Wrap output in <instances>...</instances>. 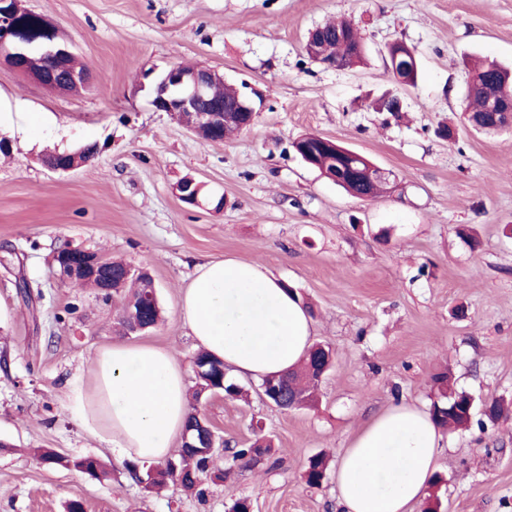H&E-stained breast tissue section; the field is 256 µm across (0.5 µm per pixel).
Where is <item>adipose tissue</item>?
I'll return each instance as SVG.
<instances>
[{
    "label": "adipose tissue",
    "mask_w": 512,
    "mask_h": 512,
    "mask_svg": "<svg viewBox=\"0 0 512 512\" xmlns=\"http://www.w3.org/2000/svg\"><path fill=\"white\" fill-rule=\"evenodd\" d=\"M180 315L197 348L238 376L286 372L313 343L308 310L256 262L198 265ZM64 408L88 436L109 444L114 460L159 464L185 430V372L170 350L115 342L70 382ZM442 439L429 412L408 403L374 416L336 467L340 512H412L436 471Z\"/></svg>",
    "instance_id": "obj_1"
}]
</instances>
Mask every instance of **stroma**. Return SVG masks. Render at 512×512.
I'll return each mask as SVG.
<instances>
[{
    "label": "stroma",
    "mask_w": 512,
    "mask_h": 512,
    "mask_svg": "<svg viewBox=\"0 0 512 512\" xmlns=\"http://www.w3.org/2000/svg\"><path fill=\"white\" fill-rule=\"evenodd\" d=\"M57 27L88 68L85 89H49L0 65V512H339L336 482L309 487V459L336 465L353 434L398 400L430 406L434 374L476 401L512 402V132L466 119L473 59L512 65V0H24ZM346 17L363 64L312 61L309 32ZM411 47L416 86L386 64ZM206 66L256 100L252 126L204 142L152 106L171 65ZM386 95L398 112H381ZM453 138L439 136L441 127ZM313 133L392 174L363 201L305 166L292 142ZM93 144L94 159L59 173L48 151ZM193 178L200 205L176 185ZM63 247L151 274L163 320L129 335L120 306L62 283ZM233 257L263 265L312 313L315 342L334 351L315 406L282 410L240 379L247 396L203 397L200 411L228 452L265 436L258 463L214 466L205 496L168 484L145 490L66 412L71 379L118 341L149 342L191 367L194 341L180 293L197 264ZM439 512H512V415L444 433ZM48 448L58 464L41 463ZM94 456L106 479L71 460Z\"/></svg>",
    "instance_id": "1"
}]
</instances>
